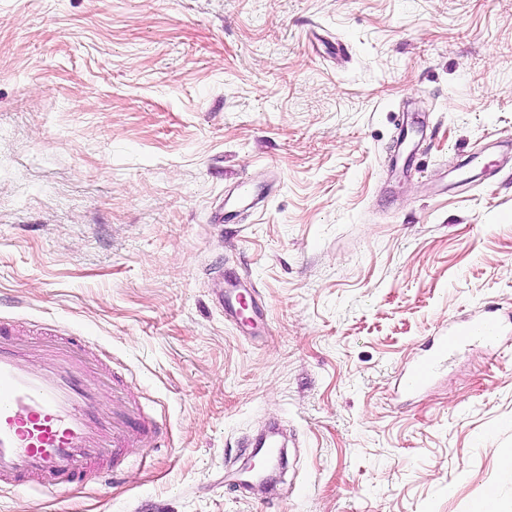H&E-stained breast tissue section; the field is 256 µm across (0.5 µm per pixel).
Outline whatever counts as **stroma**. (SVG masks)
Instances as JSON below:
<instances>
[{
  "mask_svg": "<svg viewBox=\"0 0 512 512\" xmlns=\"http://www.w3.org/2000/svg\"><path fill=\"white\" fill-rule=\"evenodd\" d=\"M406 116L422 165L394 169ZM487 306L512 314V0H0V321L83 337L156 428L0 512H512V334L398 389ZM273 422L288 466L251 498ZM227 284L231 288L218 292V299L224 310V315L241 327L253 324L255 319L262 315L261 309L257 305H252L248 316L244 317L241 313L242 302L246 299V296H250V290L239 288L236 278L227 280Z\"/></svg>",
  "mask_w": 512,
  "mask_h": 512,
  "instance_id": "35a3bbf8",
  "label": "stroma"
}]
</instances>
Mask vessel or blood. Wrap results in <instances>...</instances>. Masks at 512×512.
<instances>
[{
	"mask_svg": "<svg viewBox=\"0 0 512 512\" xmlns=\"http://www.w3.org/2000/svg\"><path fill=\"white\" fill-rule=\"evenodd\" d=\"M249 294L235 285L218 294L225 316L243 327L261 315L256 306L242 315ZM13 332L0 322V492L19 486L64 490L100 479L118 466L125 449L143 446L154 434L121 376L99 363L80 338L40 327L22 344ZM502 332L491 307L451 323L447 334L432 339L430 354L403 375L404 391L425 388L461 346L496 348ZM107 386L108 409L101 403Z\"/></svg>",
	"mask_w": 512,
	"mask_h": 512,
	"instance_id": "obj_1",
	"label": "vessel or blood"
}]
</instances>
